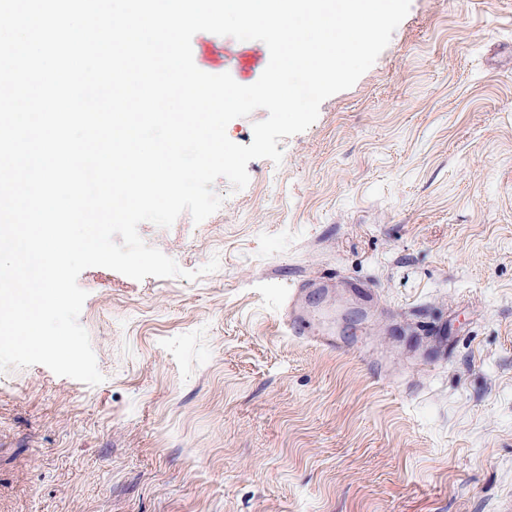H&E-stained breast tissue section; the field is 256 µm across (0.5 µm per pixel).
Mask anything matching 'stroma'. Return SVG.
Instances as JSON below:
<instances>
[{"instance_id": "35a3bbf8", "label": "stroma", "mask_w": 512, "mask_h": 512, "mask_svg": "<svg viewBox=\"0 0 512 512\" xmlns=\"http://www.w3.org/2000/svg\"><path fill=\"white\" fill-rule=\"evenodd\" d=\"M192 53L242 85L270 58L210 32ZM279 148L243 190L218 179L203 222L140 224L197 279L81 272L102 383L0 371V512L512 505V0H411L373 66ZM322 274L378 295L373 314L348 288L317 297L341 353L279 324L289 286Z\"/></svg>"}]
</instances>
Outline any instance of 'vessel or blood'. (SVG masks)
Returning <instances> with one entry per match:
<instances>
[{
  "label": "vessel or blood",
  "instance_id": "obj_1",
  "mask_svg": "<svg viewBox=\"0 0 512 512\" xmlns=\"http://www.w3.org/2000/svg\"><path fill=\"white\" fill-rule=\"evenodd\" d=\"M332 283L333 280L329 277H315L295 283L289 288L283 300L280 321L290 335L334 352L342 350L343 344L333 321L316 314L306 304V296L310 291L327 287Z\"/></svg>",
  "mask_w": 512,
  "mask_h": 512
}]
</instances>
